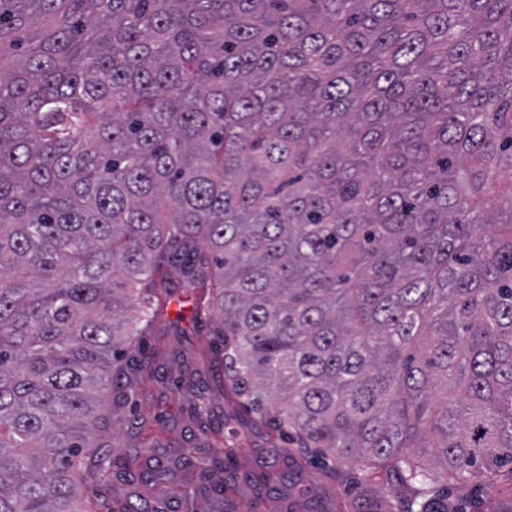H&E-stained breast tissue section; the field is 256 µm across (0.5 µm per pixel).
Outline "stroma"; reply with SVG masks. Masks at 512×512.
<instances>
[{
	"instance_id": "obj_1",
	"label": "stroma",
	"mask_w": 512,
	"mask_h": 512,
	"mask_svg": "<svg viewBox=\"0 0 512 512\" xmlns=\"http://www.w3.org/2000/svg\"><path fill=\"white\" fill-rule=\"evenodd\" d=\"M180 327L186 333L187 366L197 370V377L189 386L177 383L169 350L173 329L168 321H158L142 338L153 377L135 397L146 445L128 447L121 433L114 440L115 455L132 460L137 469L159 463L178 470L188 441L201 434L190 421L189 399L198 394L211 407L209 424L223 426L224 442L202 446L196 456L209 462L232 448L238 463L234 470H214L211 482L214 488L223 486L224 492L219 495L213 489L200 495L202 512H404L407 498L396 494L391 476L378 477L369 488L353 463L334 465L312 449L274 453L276 432L257 413L240 406L224 379L220 358L211 349L212 324L188 318ZM448 499L461 512H512V487L500 475L456 485Z\"/></svg>"
}]
</instances>
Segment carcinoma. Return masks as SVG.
<instances>
[{"mask_svg":"<svg viewBox=\"0 0 512 512\" xmlns=\"http://www.w3.org/2000/svg\"><path fill=\"white\" fill-rule=\"evenodd\" d=\"M505 176L512 0H0V512H165L101 449L176 286L244 404L450 512L512 465ZM139 487L140 483L136 477L132 480L129 476H116L111 467L104 493L110 504L113 499L122 500L128 496H131L134 501L135 498L132 495L139 491Z\"/></svg>","mask_w":512,"mask_h":512,"instance_id":"obj_1","label":"carcinoma"}]
</instances>
